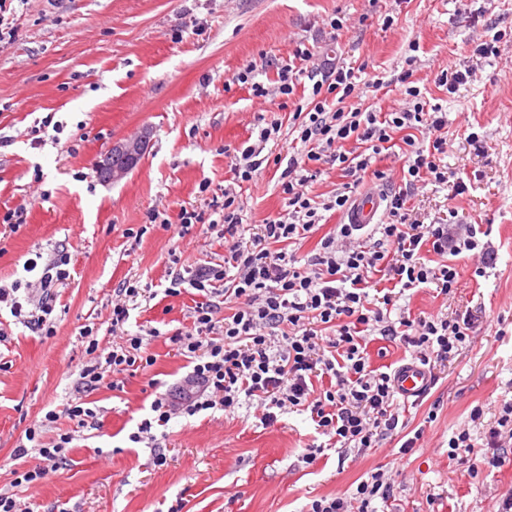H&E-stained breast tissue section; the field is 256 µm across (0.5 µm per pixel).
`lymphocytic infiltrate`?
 <instances>
[{
	"mask_svg": "<svg viewBox=\"0 0 512 512\" xmlns=\"http://www.w3.org/2000/svg\"><path fill=\"white\" fill-rule=\"evenodd\" d=\"M361 68L344 65L330 71H310L282 64L277 72V91L282 98L293 95L300 77L312 81L309 102L296 105L294 125L301 147L298 155L265 153L268 141L277 139L282 124L270 120L257 129L256 143L234 149L231 186L220 197H210L205 208L182 209L177 223L148 215L149 223L186 236L196 225H204L224 241V261L216 265L186 267L173 276L166 296L181 295L183 288L198 291L190 321L172 338L190 371L189 394L167 391L150 404L151 417L142 419L129 439L141 443L151 439L152 428L166 425L173 415L194 416L208 410L232 412L240 400L256 402L263 425L274 424L278 414L306 411L318 434L328 444L344 448H372L380 437L399 424L395 375L372 367L365 332L397 340L408 349L413 362L434 366L451 358L455 349L471 337L474 315L392 318L397 291L435 284L441 294L458 287V271L452 257L475 252L479 265L493 263L494 254L480 248L476 227L467 235H452L447 222L414 224L409 220L408 194L387 195L383 219L375 228L380 242L368 245L360 237V225L340 224L323 236L316 253L300 256L294 244L319 233L324 212L346 213L366 179L385 180L372 159L403 142L408 186L419 182L444 184L448 169L441 163L448 152V116L442 107L430 104L418 87L409 83L410 71L397 81L406 107L393 112L348 108L361 77ZM430 132L429 142L414 133ZM279 169V188L285 208L275 218L249 231L237 185L251 182L262 165ZM336 166L348 183L330 200L319 201L308 186L324 166ZM390 285L378 299L377 275ZM141 288L124 284L112 300L111 327L119 340L111 351L100 353L91 327L80 336L87 341L88 359L80 370L84 386L95 389L109 382L122 390L125 375L153 366L152 354L144 349L145 337L158 336L157 328L131 335L123 330ZM329 386H321V379ZM65 414L72 430L45 440L43 424L56 422V411H47L42 422L25 431V439L14 450L16 458L37 455L42 463L13 470L11 488L0 491V512H19L16 489L43 478L47 465L62 464L78 430L97 424V414L82 402H70ZM487 452L480 465L469 466V475L505 465L512 454V401L504 403L484 434ZM394 483L384 469L369 472L356 486L353 496H319L306 512H378L377 501H388Z\"/></svg>",
	"mask_w": 512,
	"mask_h": 512,
	"instance_id": "obj_1",
	"label": "lymphocytic infiltrate"
}]
</instances>
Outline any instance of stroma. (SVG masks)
I'll return each mask as SVG.
<instances>
[{
	"label": "stroma",
	"mask_w": 512,
	"mask_h": 512,
	"mask_svg": "<svg viewBox=\"0 0 512 512\" xmlns=\"http://www.w3.org/2000/svg\"><path fill=\"white\" fill-rule=\"evenodd\" d=\"M13 26L0 35V214L26 208V224L0 235V284L38 281L27 259L70 256L68 284L52 286L56 334L47 338L0 310V491L15 466L12 451L26 429L50 410L56 423L45 438L71 430L62 408L82 401L98 425L74 440L65 464L22 492L36 512H304L313 497L351 494L364 473L396 469L394 497L384 512H491L512 492V462L469 476L449 460L448 439L465 429L484 453L483 431L501 404L512 400V0H5ZM392 17L385 27L384 17ZM343 18L345 27L331 29ZM419 43L410 52L409 43ZM493 42L497 54L481 56ZM313 49L322 64L365 65L366 84L352 106L381 112L403 107L391 82L409 55L415 86L448 114L447 185L414 190L412 219L432 224L455 211V224L481 225L496 256L475 275L470 252L454 257L460 286L443 295L435 285L406 291L395 312L411 316L472 313L477 341L436 365L438 382L399 417L423 437L400 456L401 431L373 448H330L308 460L321 442L308 413L279 415L261 425L252 407L234 413L180 415L154 427L155 448L128 436L150 415L155 390H169L188 369L171 343L188 322L195 290L177 297L164 290L178 268L218 263L224 247L216 234L195 228L177 238L147 223L151 211L177 222L181 208L203 207L199 185L218 192L230 179L225 147L247 140L258 115L282 120L278 149L289 155L294 104L306 103L312 84L301 78L288 108H279L276 68L297 44ZM260 70L266 98L234 83L247 65ZM469 67L455 93L437 76L448 66ZM381 80L374 88L373 80ZM53 116L55 127H43ZM150 128L140 164L112 184L96 162L116 140ZM477 132L481 148L468 134ZM467 190L454 195L453 183ZM238 194L245 220L260 224L285 203L274 169L260 168ZM143 230L132 245L127 229ZM151 286L157 296L140 302L126 325L157 328L149 353L155 364L125 376L124 388L84 389L79 372L88 359L79 337L90 326L102 349L112 347V294L125 281ZM436 419H429L431 404ZM484 415L472 421L470 412ZM167 463L158 467L155 454Z\"/></svg>",
	"instance_id": "1"
}]
</instances>
